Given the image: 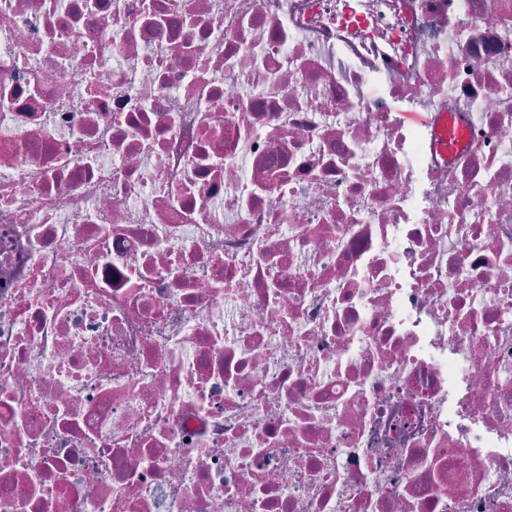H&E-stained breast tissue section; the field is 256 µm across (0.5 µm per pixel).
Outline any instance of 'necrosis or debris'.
Listing matches in <instances>:
<instances>
[{"mask_svg":"<svg viewBox=\"0 0 512 512\" xmlns=\"http://www.w3.org/2000/svg\"><path fill=\"white\" fill-rule=\"evenodd\" d=\"M0 512H512V0H0Z\"/></svg>","mask_w":512,"mask_h":512,"instance_id":"necrosis-or-debris-1","label":"necrosis or debris"}]
</instances>
